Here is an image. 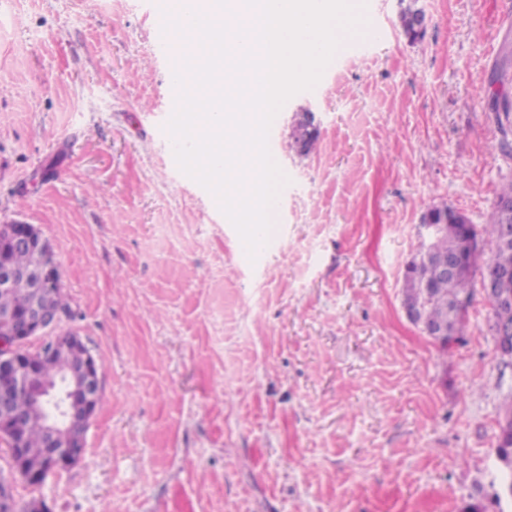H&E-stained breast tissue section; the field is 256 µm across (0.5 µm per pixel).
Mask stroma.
I'll list each match as a JSON object with an SVG mask.
<instances>
[{
  "instance_id": "stroma-1",
  "label": "stroma",
  "mask_w": 512,
  "mask_h": 512,
  "mask_svg": "<svg viewBox=\"0 0 512 512\" xmlns=\"http://www.w3.org/2000/svg\"><path fill=\"white\" fill-rule=\"evenodd\" d=\"M365 0L270 136L287 182L249 258L165 129L172 62L149 0H0V224L50 242L101 367L82 462L18 505L50 512H512L496 457L512 368L475 293L441 355L403 280L429 209L485 224L512 158L491 70L512 0ZM318 131L297 153L303 113Z\"/></svg>"
}]
</instances>
